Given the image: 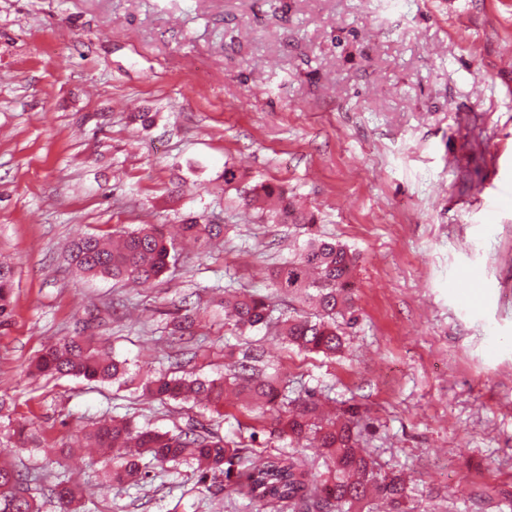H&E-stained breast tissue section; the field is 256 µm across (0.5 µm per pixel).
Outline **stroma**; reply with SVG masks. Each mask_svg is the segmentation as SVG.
Here are the masks:
<instances>
[{
  "label": "stroma",
  "mask_w": 512,
  "mask_h": 512,
  "mask_svg": "<svg viewBox=\"0 0 512 512\" xmlns=\"http://www.w3.org/2000/svg\"><path fill=\"white\" fill-rule=\"evenodd\" d=\"M228 165L316 224L246 209ZM199 216L223 241L180 249L153 287L67 261L77 235ZM313 233L358 256L345 350L226 326L227 288L277 316L300 308L264 272ZM0 259L16 272L0 397L42 445L6 442L0 459L29 474L41 512H56L42 486L61 472L85 489L82 512H271L244 462L206 492L185 463L107 486L102 460L45 456L109 417L201 424L252 441L253 459L325 473L314 439L279 438L266 415L27 374L79 331L132 370L168 371L183 347L169 325L187 313L202 335L187 372L261 354L289 399L357 408L371 454L428 512H512V0H0Z\"/></svg>",
  "instance_id": "1"
}]
</instances>
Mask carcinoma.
Returning a JSON list of instances; mask_svg holds the SVG:
<instances>
[{"mask_svg": "<svg viewBox=\"0 0 512 512\" xmlns=\"http://www.w3.org/2000/svg\"><path fill=\"white\" fill-rule=\"evenodd\" d=\"M246 205L273 223L311 226L314 214L298 207L280 186L258 183L245 190ZM181 235L194 242L224 238V225L189 220ZM174 242L160 224H140L120 235L116 242L96 236L78 237L68 247L70 264L81 273L131 281L146 288L168 269L174 258ZM356 254L345 245L312 235L298 253L268 270L267 277L279 294L308 302L310 311L283 318L279 332L288 347L300 352L334 355L345 340L341 323L356 321L352 274ZM12 266L0 263V327L12 315ZM224 324L240 331L266 328L270 324L269 303L264 296L224 290ZM195 319L185 316L174 322L172 334L197 344ZM229 377L207 379L161 373L144 377L130 371L128 363L112 357L89 336H72L45 349L32 363L33 373L46 378L71 376L96 383H131L154 401L200 402L218 415L224 413V391L231 388L240 407L261 413L275 411L276 431L300 441L314 436L326 460L327 476L309 477L298 460L268 457L245 474L252 498L264 503H305L313 512H422L413 502L408 482L400 474H388L378 461L361 450L362 430L355 413L348 418L325 419L315 396L288 410L286 386L265 373L261 360L245 355L228 364ZM0 398V441L29 440L26 422L4 413ZM87 448L112 454L109 482L137 486L149 477L146 463L164 467L169 463H190L198 473L197 484L208 490L207 480L233 475L236 460L246 451L240 442L201 426L177 433L139 426L130 419L97 421L78 430ZM51 498L58 512H79L82 496L71 480L55 478ZM0 512H39L22 475L11 465L0 463Z\"/></svg>", "mask_w": 512, "mask_h": 512, "instance_id": "obj_1", "label": "carcinoma"}]
</instances>
